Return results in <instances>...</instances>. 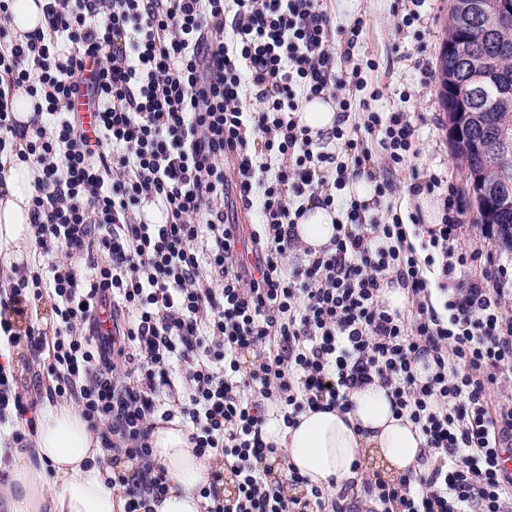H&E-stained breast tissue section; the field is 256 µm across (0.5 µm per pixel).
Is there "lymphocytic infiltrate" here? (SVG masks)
I'll return each mask as SVG.
<instances>
[{"label": "lymphocytic infiltrate", "mask_w": 512, "mask_h": 512, "mask_svg": "<svg viewBox=\"0 0 512 512\" xmlns=\"http://www.w3.org/2000/svg\"><path fill=\"white\" fill-rule=\"evenodd\" d=\"M233 2L228 31L224 0H46L47 34L20 41L0 0V153L42 170L31 212L39 259L10 268L0 344L42 362L54 395L80 407L103 448L134 461L109 477L125 512H151L167 491L150 460L157 417L191 424L196 455L222 457L236 476L233 498L218 472L200 488L205 512H512V474L499 467L512 403L494 397L512 384L503 269L469 277L475 257L452 188L439 224L368 220L351 197L330 245L303 246L295 226L307 203L334 206L349 167L371 154L345 127L352 104L320 0ZM20 85L43 100L27 125L5 93ZM83 91L90 129L73 110ZM324 96L340 111L324 135L332 152L313 151L297 115L299 98ZM363 128L394 166L416 132L403 112L368 113ZM340 149L352 165L338 162ZM231 195L260 206L262 223L245 232L227 222ZM145 202L163 222L136 217ZM389 278L410 295L407 310L381 303ZM45 296L59 321L51 333L28 317ZM174 359L182 392L166 376ZM375 381L424 435L420 470L287 496L284 484L304 478L264 468L278 453L262 438L267 413L293 427L307 410H348L350 393ZM33 407L0 366V426Z\"/></svg>", "instance_id": "obj_1"}]
</instances>
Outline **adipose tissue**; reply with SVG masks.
<instances>
[{"label":"adipose tissue","instance_id":"1","mask_svg":"<svg viewBox=\"0 0 512 512\" xmlns=\"http://www.w3.org/2000/svg\"><path fill=\"white\" fill-rule=\"evenodd\" d=\"M41 170L13 153L0 155V266L29 258L34 241L30 211ZM336 210L309 205L296 226L302 243L318 249L336 234ZM350 409L307 411L296 427L269 418L265 442L282 449L287 462L309 484L336 490L374 459L387 474L417 469L424 437L405 416H395L388 389L374 382L353 390ZM29 448L4 451L10 457L8 480L0 489V512H124L125 500L95 467L104 450L71 402L44 401L34 413ZM191 429L174 420H156L150 437L152 460L169 479L166 496L153 512H204L199 489L210 482L211 465L196 456Z\"/></svg>","mask_w":512,"mask_h":512}]
</instances>
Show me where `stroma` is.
Returning a JSON list of instances; mask_svg holds the SVG:
<instances>
[{"mask_svg": "<svg viewBox=\"0 0 512 512\" xmlns=\"http://www.w3.org/2000/svg\"><path fill=\"white\" fill-rule=\"evenodd\" d=\"M333 26L350 31L356 19L365 27L350 50L358 72L348 86L353 103L369 112H405L416 118L414 152L393 172L394 190L382 200L404 223L441 221L445 185L465 200L460 216L462 243L479 259L494 258L512 279V252L501 250L476 222L463 165L451 152L448 117L440 101L439 53L448 38L450 0H322ZM437 176L442 185L433 193L413 196L415 178Z\"/></svg>", "mask_w": 512, "mask_h": 512, "instance_id": "1", "label": "stroma"}]
</instances>
